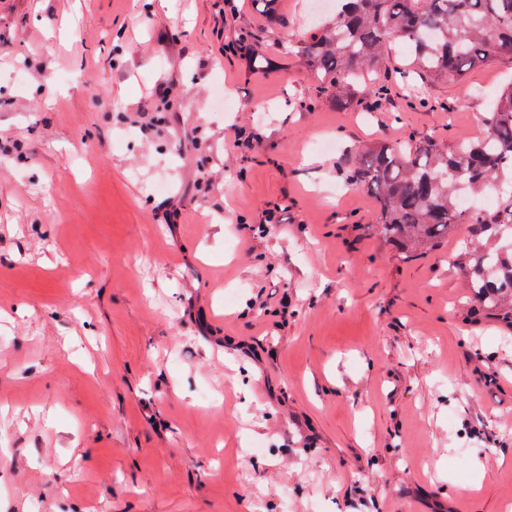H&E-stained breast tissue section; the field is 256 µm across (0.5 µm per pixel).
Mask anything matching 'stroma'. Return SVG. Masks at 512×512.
Returning a JSON list of instances; mask_svg holds the SVG:
<instances>
[{
	"label": "stroma",
	"mask_w": 512,
	"mask_h": 512,
	"mask_svg": "<svg viewBox=\"0 0 512 512\" xmlns=\"http://www.w3.org/2000/svg\"><path fill=\"white\" fill-rule=\"evenodd\" d=\"M311 6L272 31L251 0H0V143L24 146L0 152V512L512 505V332L466 318L468 226L404 258L340 179L365 140L482 136L512 57L418 83L424 107L303 109ZM242 28L276 68L225 56ZM235 126L260 140L232 157ZM204 141L231 161L212 192ZM260 288L286 329L247 311Z\"/></svg>",
	"instance_id": "obj_1"
}]
</instances>
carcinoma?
<instances>
[{"instance_id": "cac0c4a2", "label": "carcinoma", "mask_w": 512, "mask_h": 512, "mask_svg": "<svg viewBox=\"0 0 512 512\" xmlns=\"http://www.w3.org/2000/svg\"><path fill=\"white\" fill-rule=\"evenodd\" d=\"M269 28L280 23L281 0H252ZM408 47L411 62L393 65L389 50ZM251 72L274 66L261 42L243 31L230 44ZM512 54V0H339L338 11L308 28L298 44L299 64L315 92L337 107L375 109L388 84L413 79L455 80L478 63ZM476 141L446 143L364 141L357 164L342 169L346 182L376 201L377 231L408 257L438 249L458 225H471L460 258L467 300L512 328V242L495 225L512 226V82L484 118ZM471 197L494 192L492 212L465 209Z\"/></svg>"}]
</instances>
